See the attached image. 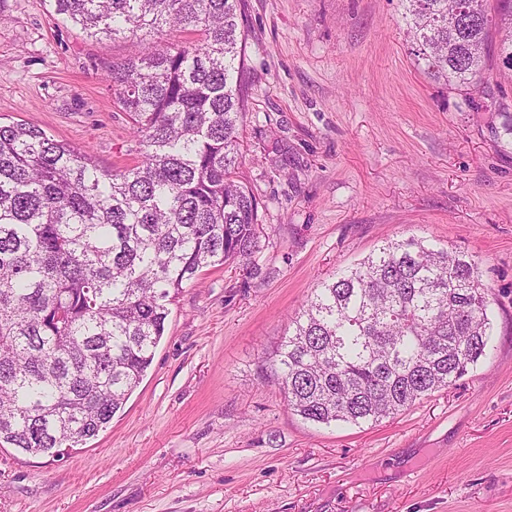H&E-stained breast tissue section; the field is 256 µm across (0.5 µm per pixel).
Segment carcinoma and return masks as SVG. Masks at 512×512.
Returning <instances> with one entry per match:
<instances>
[{"label": "carcinoma", "instance_id": "obj_1", "mask_svg": "<svg viewBox=\"0 0 512 512\" xmlns=\"http://www.w3.org/2000/svg\"><path fill=\"white\" fill-rule=\"evenodd\" d=\"M88 37L147 40L112 66L142 160L110 171L22 121L0 123V441L58 456L96 436L152 364L168 305L206 268L259 249L240 180L234 80L242 0H53ZM427 73L489 87L487 51L512 70V0H404ZM474 260L411 235L313 290L271 371L302 419L378 422L456 384L493 323Z\"/></svg>", "mask_w": 512, "mask_h": 512}]
</instances>
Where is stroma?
<instances>
[{
    "label": "stroma",
    "mask_w": 512,
    "mask_h": 512,
    "mask_svg": "<svg viewBox=\"0 0 512 512\" xmlns=\"http://www.w3.org/2000/svg\"><path fill=\"white\" fill-rule=\"evenodd\" d=\"M401 0H244L238 176L260 249L169 306L123 410L62 457L0 445V512H512V79L459 91L416 56ZM136 49L0 0V116L114 170L141 159L105 75ZM411 235L469 256L485 358L394 417L315 425L260 365L312 288Z\"/></svg>",
    "instance_id": "obj_1"
}]
</instances>
